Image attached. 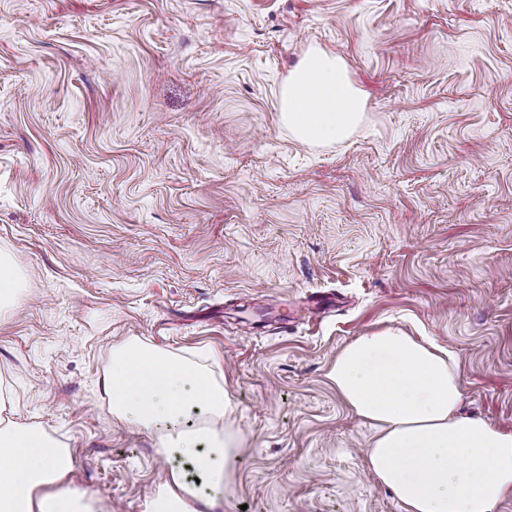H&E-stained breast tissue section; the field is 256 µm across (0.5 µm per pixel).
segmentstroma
I'll use <instances>...</instances> for the list:
<instances>
[{"mask_svg":"<svg viewBox=\"0 0 512 512\" xmlns=\"http://www.w3.org/2000/svg\"><path fill=\"white\" fill-rule=\"evenodd\" d=\"M312 47L365 99L324 147L277 111ZM0 250L5 415L69 446L98 512H143L177 463L112 420L130 337L219 360L223 512H403L327 374L398 327L512 430V0H0ZM22 279L16 265L7 253H0V310L11 307L18 299Z\"/></svg>","mask_w":512,"mask_h":512,"instance_id":"obj_1","label":"stroma"}]
</instances>
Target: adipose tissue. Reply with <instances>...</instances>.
<instances>
[{
  "label": "adipose tissue",
  "instance_id": "adipose-tissue-1",
  "mask_svg": "<svg viewBox=\"0 0 512 512\" xmlns=\"http://www.w3.org/2000/svg\"><path fill=\"white\" fill-rule=\"evenodd\" d=\"M281 123L307 145L350 137L364 115L341 60L309 50L278 98ZM328 378L375 429L369 471L404 512H499L512 497V432L463 414L459 365L448 350L387 327L347 343ZM112 419L156 432L159 454L180 458L144 512H213L241 446L226 420L235 404L215 370L132 338L112 350L104 376ZM68 446L40 426L0 423V512H97L71 486Z\"/></svg>",
  "mask_w": 512,
  "mask_h": 512
}]
</instances>
